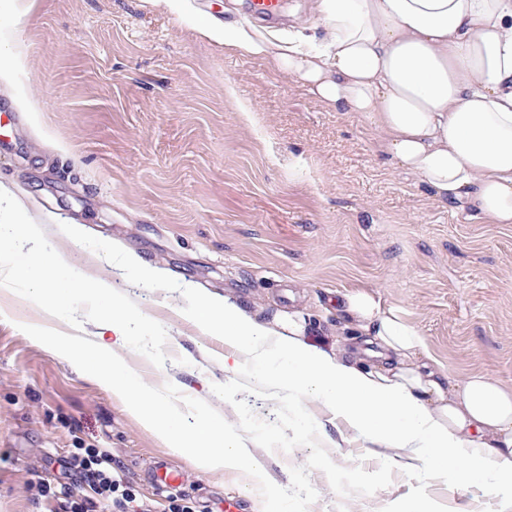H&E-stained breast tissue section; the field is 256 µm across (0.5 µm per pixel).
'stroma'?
I'll use <instances>...</instances> for the list:
<instances>
[{
	"label": "stroma",
	"instance_id": "1",
	"mask_svg": "<svg viewBox=\"0 0 512 512\" xmlns=\"http://www.w3.org/2000/svg\"><path fill=\"white\" fill-rule=\"evenodd\" d=\"M246 0H187L176 12L148 0H35L19 15L0 0V35L23 43L25 64L0 86V180L54 224H78L63 282L108 276L158 327L159 354L127 358L143 383L206 392L226 430L250 439L274 497L237 472L206 474L125 411L89 368L32 344L19 324L37 317L18 294L28 252L0 285V512H45L38 485L79 490L66 463L103 448L129 493L162 512L192 504L224 512H503L489 485L438 478L405 452L365 442L314 397L302 414L255 396L224 373V340L177 315L184 298L148 289L98 262L128 249L171 282L227 299L270 327L304 320L306 335L344 346L336 293L372 291L421 335L456 381L480 373L512 387V224H479L433 202L417 178L377 152L362 113L327 111L264 61L202 41L206 18L242 19ZM38 111L25 110L27 100ZM181 473L157 490L152 466Z\"/></svg>",
	"mask_w": 512,
	"mask_h": 512
}]
</instances>
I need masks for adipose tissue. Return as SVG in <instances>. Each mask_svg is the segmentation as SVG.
<instances>
[{"instance_id": "1", "label": "adipose tissue", "mask_w": 512, "mask_h": 512, "mask_svg": "<svg viewBox=\"0 0 512 512\" xmlns=\"http://www.w3.org/2000/svg\"><path fill=\"white\" fill-rule=\"evenodd\" d=\"M321 35L281 37L243 20L199 25L201 37L233 53L272 61L331 112L368 113L377 149L421 180L439 203L482 224H512V0H316ZM45 217L31 213L0 183V270L12 271L28 248L36 279L27 299L53 318L66 314L65 291L41 247ZM87 299L112 301L89 333L35 322L21 328L34 344L72 360L95 359L96 381L121 399L142 425L212 472L250 468L244 442L226 435L224 419L159 396L122 352L133 342L157 350L151 323L137 304L103 278L76 283ZM180 316L224 338L225 373L255 375L260 395L281 401L310 395L353 433L381 448H399L433 473L506 488L512 481V388L475 374L453 380L426 352L418 331L367 290L336 301L354 349L334 353L304 337V326L268 327L245 309L181 286ZM372 346L374 364L359 344Z\"/></svg>"}]
</instances>
